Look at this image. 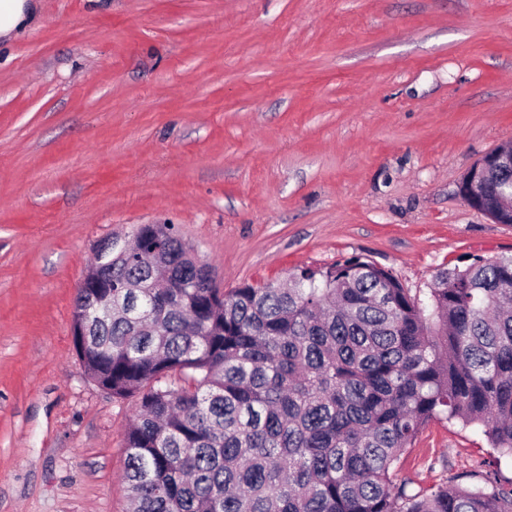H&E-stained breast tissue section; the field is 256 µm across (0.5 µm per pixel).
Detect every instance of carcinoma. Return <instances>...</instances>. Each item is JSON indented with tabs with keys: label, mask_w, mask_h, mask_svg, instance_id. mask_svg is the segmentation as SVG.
<instances>
[{
	"label": "carcinoma",
	"mask_w": 512,
	"mask_h": 512,
	"mask_svg": "<svg viewBox=\"0 0 512 512\" xmlns=\"http://www.w3.org/2000/svg\"><path fill=\"white\" fill-rule=\"evenodd\" d=\"M476 197L512 218V167ZM146 257L94 255L112 311L78 288L85 375L137 398L125 430L132 512H512V481L411 491L400 455L434 422L481 426L512 460V254L443 269L424 296L360 257L287 282L216 286L172 224H139Z\"/></svg>",
	"instance_id": "1"
}]
</instances>
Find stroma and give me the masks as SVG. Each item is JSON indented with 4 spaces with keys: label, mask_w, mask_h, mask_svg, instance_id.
<instances>
[{
    "label": "stroma",
    "mask_w": 512,
    "mask_h": 512,
    "mask_svg": "<svg viewBox=\"0 0 512 512\" xmlns=\"http://www.w3.org/2000/svg\"><path fill=\"white\" fill-rule=\"evenodd\" d=\"M0 44V512H126L137 406L84 374L97 243L175 225L217 285L358 256L422 294L512 254L458 193L512 140V0H39ZM434 423L412 490L484 468Z\"/></svg>",
    "instance_id": "1"
}]
</instances>
